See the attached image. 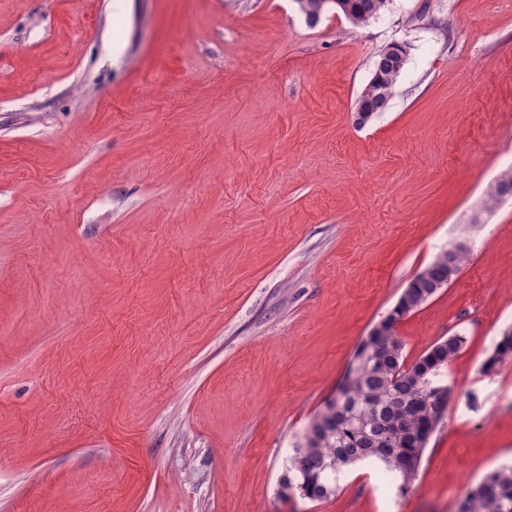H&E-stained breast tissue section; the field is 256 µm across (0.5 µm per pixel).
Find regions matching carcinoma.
I'll use <instances>...</instances> for the list:
<instances>
[{"mask_svg": "<svg viewBox=\"0 0 512 512\" xmlns=\"http://www.w3.org/2000/svg\"><path fill=\"white\" fill-rule=\"evenodd\" d=\"M323 0H299V12L314 26L325 13ZM387 0H351V24L366 25L386 8ZM512 193V177L493 182L485 194L484 209L497 207L505 194ZM468 250L448 255L441 251L428 265L434 280L448 277V262L460 270ZM392 336H366L357 346L336 392L339 396L325 401L306 431L292 449L288 464L278 482L281 497L297 495L310 502H321L336 495V475L347 466L359 462L382 465L379 477L390 481L394 475L408 487L416 479L423 453L428 445L421 435L434 433L440 421L431 418L428 399L448 388L444 383L447 366L435 369L420 380L419 361L404 368L403 354L390 356L385 347ZM512 361V330L503 334L482 371L489 373L497 366ZM406 406L404 428L393 430L391 421L396 404ZM499 510H491V503ZM462 512H512V465L488 474L477 486L469 489Z\"/></svg>", "mask_w": 512, "mask_h": 512, "instance_id": "obj_1", "label": "carcinoma"}]
</instances>
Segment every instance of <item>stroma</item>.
Instances as JSON below:
<instances>
[{
	"instance_id": "35a3bbf8",
	"label": "stroma",
	"mask_w": 512,
	"mask_h": 512,
	"mask_svg": "<svg viewBox=\"0 0 512 512\" xmlns=\"http://www.w3.org/2000/svg\"><path fill=\"white\" fill-rule=\"evenodd\" d=\"M407 62L354 122L377 52ZM512 0H0V512H458L512 461ZM464 345L408 491L283 499L357 345ZM352 14L351 24L356 27L366 25L377 18L388 6L387 0H347ZM389 101L390 100H387L380 95H370L367 99H365V101H363V99L360 100L354 111L356 116V124L359 126H364L371 120L372 114L367 112L365 108L374 114H376V112H383L386 109ZM363 102L365 108L363 107ZM468 250L460 249L457 250L452 255V262L455 270L457 272L460 271L461 267L465 263L467 259ZM430 269V276L433 280H442L448 277V282H439L430 285L429 288H433L428 294L424 295V299H428V297L437 293L441 288H447L451 282L454 280L453 277L456 276L457 272H455L451 267L448 273V250L441 251L435 259L427 266ZM509 361H512V330L505 332L497 342L493 353L484 362L482 371L492 372L497 366Z\"/></svg>"
}]
</instances>
